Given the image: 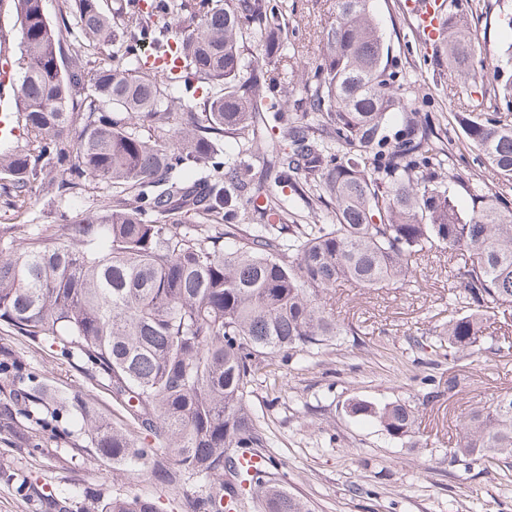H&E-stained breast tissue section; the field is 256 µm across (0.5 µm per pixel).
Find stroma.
I'll return each mask as SVG.
<instances>
[{"mask_svg": "<svg viewBox=\"0 0 512 512\" xmlns=\"http://www.w3.org/2000/svg\"><path fill=\"white\" fill-rule=\"evenodd\" d=\"M401 2L374 0L397 82L416 111L438 118L442 136L460 142L455 116L479 111L481 96L466 91L435 62L432 47L419 39ZM282 4V76L287 79L298 56L316 53L320 32L336 22V7L335 0ZM510 8L512 0H488L486 12L471 18L486 67H493L498 51L512 43V31L498 23L500 11ZM83 209L81 199L57 202L38 187L21 210L0 193V225L19 223L25 210H64L74 217ZM454 274L447 259L433 256L410 285L338 286L336 313L359 329V336L341 337L325 352L254 376L248 402L271 454L283 463L282 484L307 500L313 512H512V469L470 478L448 456L464 413L512 394V350L489 349L429 368L418 364L419 353L408 343L422 329L443 322ZM0 363L83 399L92 417L110 423L119 418L111 392L92 388L56 351L0 330ZM428 374L434 379L429 386L421 382ZM452 378L462 386L454 395L448 391ZM431 388L439 395L422 406L412 448L386 439L377 427L357 423L343 409L352 398L389 402L419 397ZM115 492L147 496L162 502L164 512H181L174 491L160 478L118 472L94 449L71 448L45 435L32 448L22 430L0 427V512H84L98 497Z\"/></svg>", "mask_w": 512, "mask_h": 512, "instance_id": "stroma-1", "label": "stroma"}]
</instances>
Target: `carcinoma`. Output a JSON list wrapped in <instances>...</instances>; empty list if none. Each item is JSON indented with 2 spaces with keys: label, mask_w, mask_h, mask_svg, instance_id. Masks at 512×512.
Listing matches in <instances>:
<instances>
[{
  "label": "carcinoma",
  "mask_w": 512,
  "mask_h": 512,
  "mask_svg": "<svg viewBox=\"0 0 512 512\" xmlns=\"http://www.w3.org/2000/svg\"><path fill=\"white\" fill-rule=\"evenodd\" d=\"M7 2L21 27L13 95L27 135L25 148L0 152L10 196L23 203L37 184L61 199L90 183L109 191L76 220L31 214L0 229V329L59 348L123 412L109 426L34 385L20 425L34 405L80 448L78 431L56 425L71 411L97 454L119 471L153 464L185 512H243L247 492L264 512H309L272 476L275 456L253 474L242 465L267 447L248 386L277 357L357 335L336 317L339 283L400 288L433 254L455 261L447 320L412 338L426 364L481 354L487 316L512 317V200L445 167L454 144L395 86L372 0H336L321 54L297 70L298 99L260 89L284 55L276 0H137L120 26L100 0H73L54 24L43 0ZM484 7L454 6L435 56L489 101L492 112L456 121L467 148L512 180V43L485 81L468 23ZM249 31L263 38L260 72L243 57ZM129 34L179 68L161 73ZM105 45L112 53L86 70L81 52ZM221 136L237 146L224 161ZM257 150L282 191L253 181ZM53 170L65 178L47 179ZM328 201L336 221L321 224ZM346 412L403 445L415 437L413 400L353 399ZM449 454L467 470L512 467V395L471 409ZM94 512L161 509L119 493Z\"/></svg>",
  "instance_id": "carcinoma-1"
}]
</instances>
